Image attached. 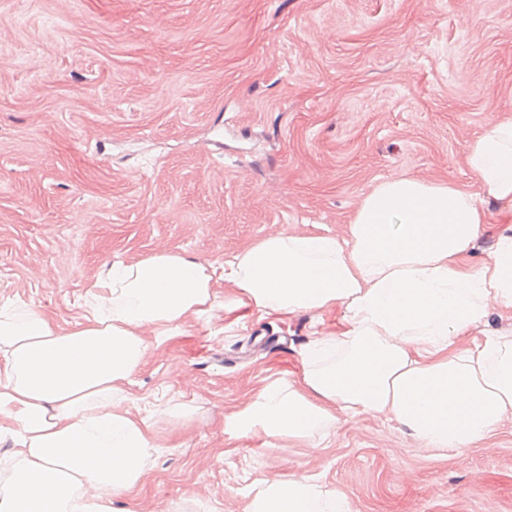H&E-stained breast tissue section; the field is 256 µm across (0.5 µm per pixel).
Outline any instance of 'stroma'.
Instances as JSON below:
<instances>
[{"label": "stroma", "mask_w": 512, "mask_h": 512, "mask_svg": "<svg viewBox=\"0 0 512 512\" xmlns=\"http://www.w3.org/2000/svg\"><path fill=\"white\" fill-rule=\"evenodd\" d=\"M512 111V0H0V298L77 318L105 262L211 260L270 229L343 234L379 182L477 193L469 143ZM312 314L199 321L135 375L161 426L136 512H245L319 476L353 512H512V422L461 452L385 416L329 447L233 439L224 417L296 371Z\"/></svg>", "instance_id": "1"}]
</instances>
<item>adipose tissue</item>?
I'll list each match as a JSON object with an SVG mask.
<instances>
[{"mask_svg":"<svg viewBox=\"0 0 512 512\" xmlns=\"http://www.w3.org/2000/svg\"><path fill=\"white\" fill-rule=\"evenodd\" d=\"M481 194L413 177L380 182L345 234L279 230L225 259L169 250L104 264L79 321L0 301V512H118L182 405L140 402L129 385L151 351L224 311L336 313L316 325L296 375L267 380L224 419L241 439L312 448L339 422L383 414L422 448L462 451L512 421V231L470 265L487 202L512 211V116L473 140ZM231 287L218 296L214 283ZM247 512H351L315 476L258 480Z\"/></svg>","mask_w":512,"mask_h":512,"instance_id":"adipose-tissue-1","label":"adipose tissue"}]
</instances>
